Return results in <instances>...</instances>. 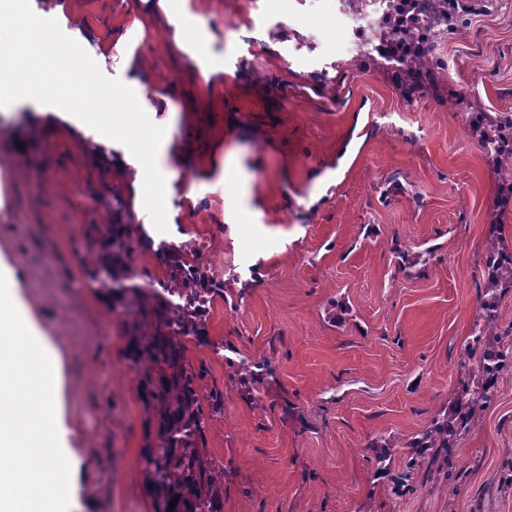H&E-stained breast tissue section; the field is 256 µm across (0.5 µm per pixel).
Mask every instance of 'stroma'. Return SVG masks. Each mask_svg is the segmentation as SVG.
Returning <instances> with one entry per match:
<instances>
[{
	"label": "stroma",
	"mask_w": 512,
	"mask_h": 512,
	"mask_svg": "<svg viewBox=\"0 0 512 512\" xmlns=\"http://www.w3.org/2000/svg\"><path fill=\"white\" fill-rule=\"evenodd\" d=\"M209 92L180 65L174 30L136 0H72L112 37L105 58L52 52L69 17H47L44 74L70 111L83 72L121 88L138 75L155 136L180 148L174 225L130 210L154 239L207 254L231 303L186 344L200 395L224 392L206 449L224 472V512H512V371L450 450L461 480L421 461L413 492L390 473L480 376L466 353L485 301L487 347L512 350V288L489 291L490 257L512 252V213L467 115L512 113V0L474 11L438 41L440 87L407 95L360 67L339 0H190ZM469 97L458 102L455 92ZM135 169L106 171L75 124L0 109V265L60 360L66 441L81 464L70 512H155L142 450L152 414L125 356L123 318L92 288L91 241ZM254 361L239 373L241 359Z\"/></svg>",
	"instance_id": "obj_1"
}]
</instances>
